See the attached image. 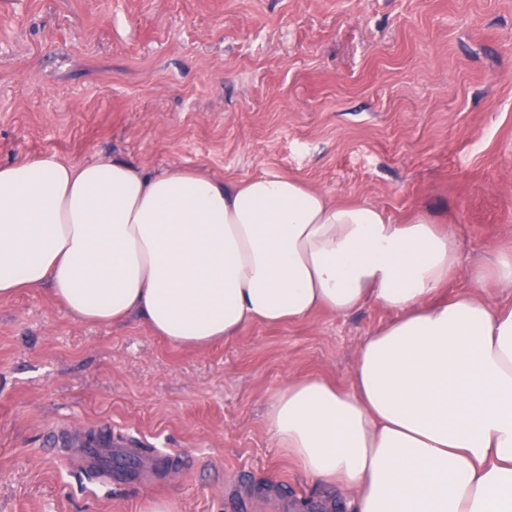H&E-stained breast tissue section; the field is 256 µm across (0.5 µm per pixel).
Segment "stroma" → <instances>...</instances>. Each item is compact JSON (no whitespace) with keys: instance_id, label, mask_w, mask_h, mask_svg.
<instances>
[{"instance_id":"35a3bbf8","label":"stroma","mask_w":512,"mask_h":512,"mask_svg":"<svg viewBox=\"0 0 512 512\" xmlns=\"http://www.w3.org/2000/svg\"><path fill=\"white\" fill-rule=\"evenodd\" d=\"M43 154L296 177L455 235L442 296L512 250V0H0V163ZM369 304L206 348L138 314L96 325L47 290L0 300V512H304L346 491L277 446L269 397L351 383L391 320ZM94 424L183 458L167 486L106 485L44 445Z\"/></svg>"}]
</instances>
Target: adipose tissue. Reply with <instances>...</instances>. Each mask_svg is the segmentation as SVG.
<instances>
[{
  "label": "adipose tissue",
  "mask_w": 512,
  "mask_h": 512,
  "mask_svg": "<svg viewBox=\"0 0 512 512\" xmlns=\"http://www.w3.org/2000/svg\"><path fill=\"white\" fill-rule=\"evenodd\" d=\"M459 262L454 234L425 214L396 223L285 174L0 164V299L46 287L81 320L137 313L195 347L319 309L394 311L348 389L303 377L266 406L308 478L352 491L348 512H512V310L484 295L512 288V252L437 299Z\"/></svg>",
  "instance_id": "ef3b65f1"
}]
</instances>
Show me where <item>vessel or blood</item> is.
<instances>
[{
	"instance_id": "1",
	"label": "vessel or blood",
	"mask_w": 512,
	"mask_h": 512,
	"mask_svg": "<svg viewBox=\"0 0 512 512\" xmlns=\"http://www.w3.org/2000/svg\"><path fill=\"white\" fill-rule=\"evenodd\" d=\"M49 448H72L85 469L101 472L110 484L132 483L175 467L174 458L133 446L125 436L94 426L69 427L46 435Z\"/></svg>"
}]
</instances>
